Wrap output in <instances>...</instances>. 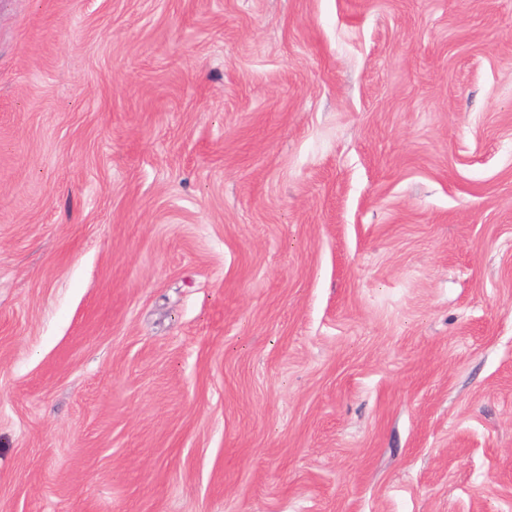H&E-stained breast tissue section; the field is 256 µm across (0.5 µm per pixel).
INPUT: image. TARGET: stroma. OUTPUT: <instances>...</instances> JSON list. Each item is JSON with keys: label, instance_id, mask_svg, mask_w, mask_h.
<instances>
[{"label": "stroma", "instance_id": "obj_1", "mask_svg": "<svg viewBox=\"0 0 512 512\" xmlns=\"http://www.w3.org/2000/svg\"><path fill=\"white\" fill-rule=\"evenodd\" d=\"M0 512H512V0H0Z\"/></svg>", "mask_w": 512, "mask_h": 512}]
</instances>
